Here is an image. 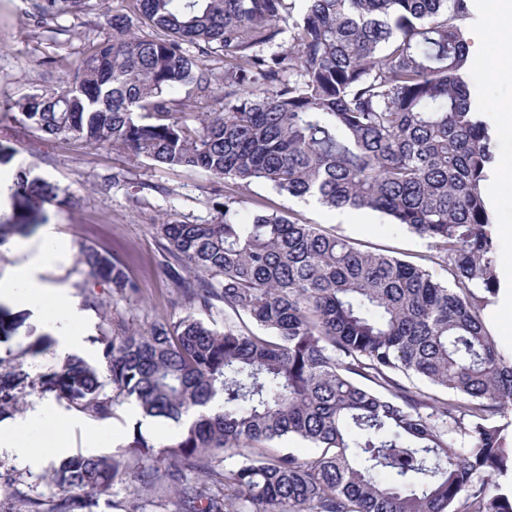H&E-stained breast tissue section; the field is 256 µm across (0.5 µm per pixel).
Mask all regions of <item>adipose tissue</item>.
Returning <instances> with one entry per match:
<instances>
[{
    "label": "adipose tissue",
    "mask_w": 512,
    "mask_h": 512,
    "mask_svg": "<svg viewBox=\"0 0 512 512\" xmlns=\"http://www.w3.org/2000/svg\"><path fill=\"white\" fill-rule=\"evenodd\" d=\"M11 249L18 260L9 274L0 277V299L19 304L31 310L39 321L51 324L60 340L59 356L71 355L83 338V313L66 289L42 278L45 270L64 260L67 245L57 236L53 225L48 224L41 229L39 244L16 241ZM45 422L46 411L38 407L11 429L0 431V456L36 465L44 463L47 457L68 453L63 436L49 438L42 434Z\"/></svg>",
    "instance_id": "adipose-tissue-1"
}]
</instances>
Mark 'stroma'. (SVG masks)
Here are the masks:
<instances>
[{
	"mask_svg": "<svg viewBox=\"0 0 512 512\" xmlns=\"http://www.w3.org/2000/svg\"><path fill=\"white\" fill-rule=\"evenodd\" d=\"M90 12L37 17L31 0H0V105L36 93L63 88L72 77L70 65L110 33L108 19L123 13L125 0H92ZM467 72L473 99L489 125H496L494 104L512 102V80L487 78L480 60L468 58ZM13 168L14 181L0 202V224H21L22 240L38 241L44 225H54L69 245L65 263L45 273V280L65 285L86 312L90 326L85 337V361L96 362L105 338L127 324L149 329L156 323H174L188 308L178 303V288L164 265L163 240L156 230L161 217L202 222L212 219L224 201L223 183L184 168L151 166L141 159L107 148H96L64 138L34 132L19 114L0 115V170ZM242 218L254 203L272 199L284 213L318 224L359 248L383 251L428 268L437 279H447L445 267L429 262L427 239L411 233L372 211L328 210L298 199L272 196L262 184L241 193ZM94 247L120 261L138 292L121 299L110 283L88 276L80 262L82 249ZM51 327L32 319L30 312L0 301V371L12 368L45 373L59 365L55 346L32 352L36 337L52 335ZM50 410L48 426L66 432L72 451L84 450L83 432L100 431L96 451L112 454L127 445L134 430L151 441L171 438V422L145 417L132 401L118 402L114 413L99 419L69 407L54 395L39 392L24 397L16 419L34 405ZM55 493L49 465L34 468L17 458H0V501L13 488Z\"/></svg>",
	"mask_w": 512,
	"mask_h": 512,
	"instance_id": "35a3bbf8",
	"label": "stroma"
}]
</instances>
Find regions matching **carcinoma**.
Returning a JSON list of instances; mask_svg holds the SVG:
<instances>
[{"label": "carcinoma", "mask_w": 512, "mask_h": 512, "mask_svg": "<svg viewBox=\"0 0 512 512\" xmlns=\"http://www.w3.org/2000/svg\"><path fill=\"white\" fill-rule=\"evenodd\" d=\"M89 8L33 0L41 16ZM126 8L64 88L5 111L49 138L224 181L211 221L157 225L192 313L147 332L127 326L94 364L1 373L0 421L39 391L97 418L132 400L182 430L150 442L136 427L117 454L64 457L50 469L58 493L16 487L0 512H82L133 469L161 487L152 506L162 512H512V422L497 420L512 409V356L485 321L499 292L486 204L495 141L472 108L468 0ZM192 47L222 52L223 70L201 69ZM188 86L222 111L188 124ZM253 183L387 216L430 241L448 282L263 201L241 221L238 190ZM81 263L121 298L138 291L95 249ZM219 303L237 322L203 319ZM401 374L446 395L422 397ZM284 438L321 452L305 460L266 447ZM217 452L242 461L219 467Z\"/></svg>", "instance_id": "cac0c4a2"}]
</instances>
